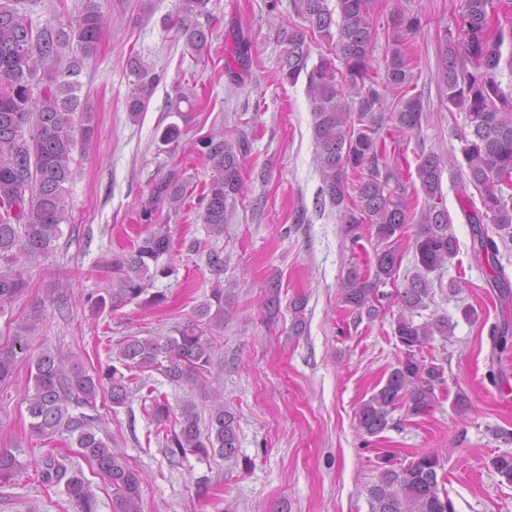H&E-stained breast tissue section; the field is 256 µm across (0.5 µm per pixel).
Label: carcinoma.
<instances>
[{
	"label": "carcinoma",
	"instance_id": "obj_1",
	"mask_svg": "<svg viewBox=\"0 0 512 512\" xmlns=\"http://www.w3.org/2000/svg\"><path fill=\"white\" fill-rule=\"evenodd\" d=\"M24 0H0V313L29 288L24 263L49 255L62 235L61 225L73 223L69 211V186L78 175L74 152L78 143L89 144L95 135L94 118L77 92L86 61L98 51L106 17L101 0H81L74 14L62 7L63 20L42 23L32 17ZM208 0H183L184 16L177 20L186 47L202 56L208 50L212 31L188 19L207 12ZM373 0H296L295 7L307 26L285 37L280 79L290 85L306 78L311 102L312 129L318 152L315 157L322 182L319 200L341 212L346 231L369 225L382 247L374 252L373 277L353 266L340 286V303L352 312L379 315L385 293L380 287L395 283L402 255L396 243L408 225L417 226L412 248L416 273L397 292L398 315L392 323L401 357L383 386L364 402L357 413V427L375 436L389 425L391 414L403 409L410 417L433 412L437 391L444 383L443 371L421 356L423 348L440 336L452 335L455 324L446 316L417 317L432 300L429 274L458 254L456 237L449 232L453 219L443 205V175L462 176L457 192L465 223L472 226V252L485 262L503 294L512 292L504 269L498 266L496 240L512 241V90L498 80L506 69L512 74V25L498 21L499 0H462L461 23L456 32L443 30L438 65L443 101L463 113L468 131L460 137V154L422 152L416 156V177L424 196L431 200L420 216L407 202V177L400 152L387 150L381 131L389 126L398 134H412L422 127L424 106L417 95L404 97L413 81L402 50L403 36L422 26L416 15L398 14L388 35L390 59L382 80L371 77L375 30ZM318 36L335 42L332 54L311 62L310 42ZM136 77L126 108L135 119L145 111L161 75L129 59ZM252 64V47L238 41L234 63L225 66L233 84L242 82ZM400 94L397 108L383 111L385 92ZM250 150L249 141L226 138L220 130L197 142L196 151L210 166L212 177L202 196V223L213 237L224 235L227 205L247 195L241 164ZM480 194L481 206L472 204L466 185ZM355 195H350L349 190ZM186 196V183L172 169L156 184L145 203L141 220L144 236L131 250L112 256L108 267L118 273L107 295H89L91 310L115 311L136 301L157 306L166 295L152 291L158 278L170 275L160 263L169 254L172 239L167 225L158 223L162 206L178 212ZM494 225L497 238L485 233ZM278 278L270 280L259 309L272 324L280 312ZM306 299L291 305V331H304ZM231 296L215 283L208 299L194 314L175 327L170 336L117 341L114 364L89 374L62 354L43 352L32 362L33 392L27 395L30 428L38 436L66 432L78 454L104 475L112 485L113 512H141L140 473L129 467L124 456L98 436L100 415L97 397L115 407L127 404L138 374L157 371L178 386H202L211 364L213 343L208 336L224 318L234 314ZM38 314L16 325L13 343L0 345V384L9 381L20 356L27 351L23 337L35 327ZM493 343L506 351L512 341V323L495 324ZM148 416L157 423L174 421L163 446L171 459L219 456L234 458L239 448V417L224 403V392L209 390L208 426L200 429L194 402L184 400L173 410L166 396L150 389ZM90 413H85V410ZM490 466L512 484V453L491 459ZM18 467L16 456L0 449V484L9 482ZM444 465L438 454L423 452L406 463L390 456L377 467L376 481L368 489L370 512H456L455 503L439 472ZM49 489L64 484L76 512H95V501L71 455L49 453L39 474Z\"/></svg>",
	"mask_w": 512,
	"mask_h": 512
}]
</instances>
